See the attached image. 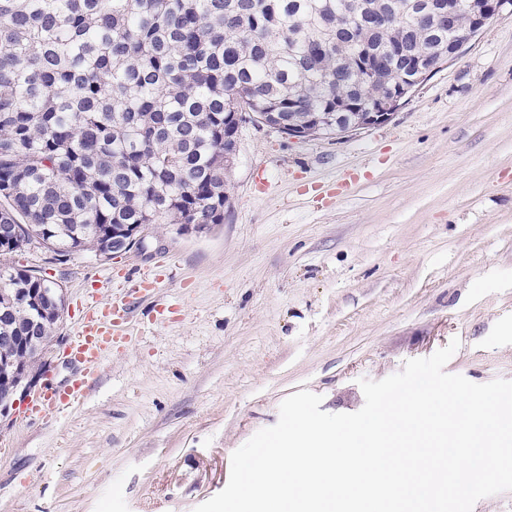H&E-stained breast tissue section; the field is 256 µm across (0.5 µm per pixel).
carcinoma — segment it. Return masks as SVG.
I'll use <instances>...</instances> for the list:
<instances>
[{
	"instance_id": "carcinoma-1",
	"label": "carcinoma",
	"mask_w": 512,
	"mask_h": 512,
	"mask_svg": "<svg viewBox=\"0 0 512 512\" xmlns=\"http://www.w3.org/2000/svg\"><path fill=\"white\" fill-rule=\"evenodd\" d=\"M444 2L0 0V225L64 256L114 224L224 223V113L340 112L321 135L342 134L448 48ZM14 249L0 289L42 287Z\"/></svg>"
}]
</instances>
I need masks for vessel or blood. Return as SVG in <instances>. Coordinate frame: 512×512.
<instances>
[{
	"label": "vessel or blood",
	"mask_w": 512,
	"mask_h": 512,
	"mask_svg": "<svg viewBox=\"0 0 512 512\" xmlns=\"http://www.w3.org/2000/svg\"><path fill=\"white\" fill-rule=\"evenodd\" d=\"M131 334L128 304L91 307L79 324L76 340L64 350L66 357L81 365L80 377L64 393L46 389L34 394L28 405L29 415L53 421L64 407L78 406L90 384L96 380L104 355L111 351L113 344L127 340Z\"/></svg>",
	"instance_id": "1"
}]
</instances>
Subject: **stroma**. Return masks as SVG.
<instances>
[{
    "label": "stroma",
    "mask_w": 512,
    "mask_h": 512,
    "mask_svg": "<svg viewBox=\"0 0 512 512\" xmlns=\"http://www.w3.org/2000/svg\"><path fill=\"white\" fill-rule=\"evenodd\" d=\"M28 265L65 290L41 386L95 303L133 305L60 422H0V512H194L233 452L309 390L352 413L359 379L459 340L446 372L512 380V10L383 125L296 140L242 125L223 224ZM160 281L134 292L139 272Z\"/></svg>",
    "instance_id": "obj_1"
}]
</instances>
